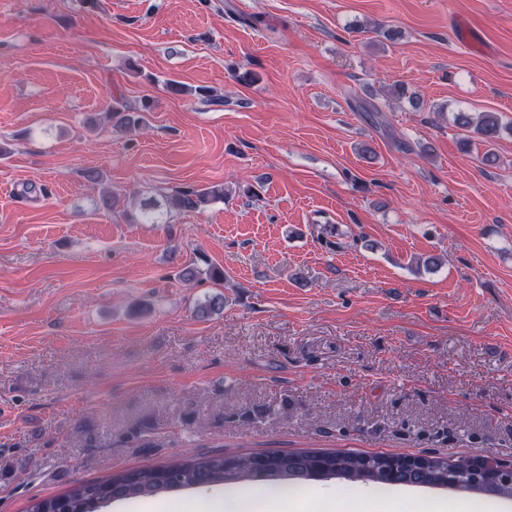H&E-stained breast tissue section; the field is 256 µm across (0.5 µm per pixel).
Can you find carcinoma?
I'll return each mask as SVG.
<instances>
[{
    "label": "carcinoma",
    "mask_w": 512,
    "mask_h": 512,
    "mask_svg": "<svg viewBox=\"0 0 512 512\" xmlns=\"http://www.w3.org/2000/svg\"><path fill=\"white\" fill-rule=\"evenodd\" d=\"M148 106L142 105L134 110L125 105H114L109 110L113 127L118 132L136 129L142 126V113ZM457 124L468 133V137L477 139L486 146L481 157L483 164L493 166L498 155L495 144L504 130L512 132V122L505 125L496 112H480L472 116L460 112L456 116ZM224 200V187L215 185L205 189L177 190L165 196L164 205L170 212L202 209L208 204ZM214 282L225 278L224 269L210 264L206 271L193 265H186L178 272V278L191 282L201 275ZM224 305V296L213 295L197 306V314L208 317L219 311ZM270 466L262 473L253 469V456H225L223 454H193L176 457L159 466L124 469L110 474L100 481L81 482L65 493L33 501L27 512H99L114 500H129L152 497L161 493L193 488L200 485L224 486L242 480H263L273 489H295L311 480L310 466L317 458L331 470L336 468L342 477L350 480H368L382 485L379 476H370L364 465H376L382 459L380 455H364L352 452L298 451L269 453ZM448 469V461L432 458L428 470L411 473L408 480L416 484H430L436 481L435 474Z\"/></svg>",
    "instance_id": "carcinoma-1"
}]
</instances>
